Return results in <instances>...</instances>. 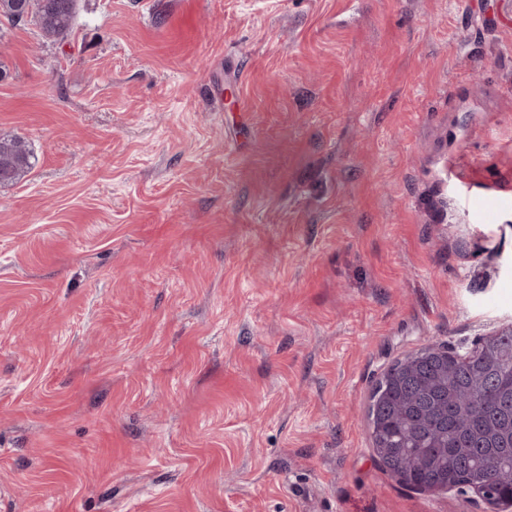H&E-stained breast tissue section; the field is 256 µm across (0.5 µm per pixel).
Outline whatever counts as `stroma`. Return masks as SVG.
Returning <instances> with one entry per match:
<instances>
[{"label":"stroma","instance_id":"35a3bbf8","mask_svg":"<svg viewBox=\"0 0 512 512\" xmlns=\"http://www.w3.org/2000/svg\"><path fill=\"white\" fill-rule=\"evenodd\" d=\"M0 134V512H489L367 408L512 324V0H78ZM35 165V154L27 140L0 135V186L22 180Z\"/></svg>","mask_w":512,"mask_h":512}]
</instances>
